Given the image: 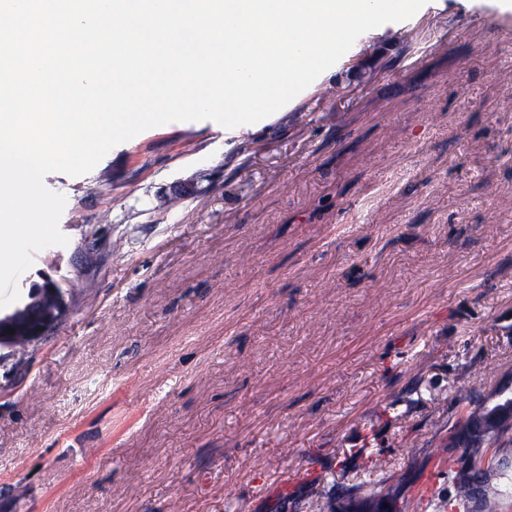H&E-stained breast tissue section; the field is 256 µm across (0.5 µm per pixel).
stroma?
I'll return each mask as SVG.
<instances>
[{
  "instance_id": "stroma-1",
  "label": "stroma",
  "mask_w": 512,
  "mask_h": 512,
  "mask_svg": "<svg viewBox=\"0 0 512 512\" xmlns=\"http://www.w3.org/2000/svg\"><path fill=\"white\" fill-rule=\"evenodd\" d=\"M355 46L258 123L46 176L89 289L0 362V512H306L395 469L402 512L447 498L454 386H512V10Z\"/></svg>"
}]
</instances>
